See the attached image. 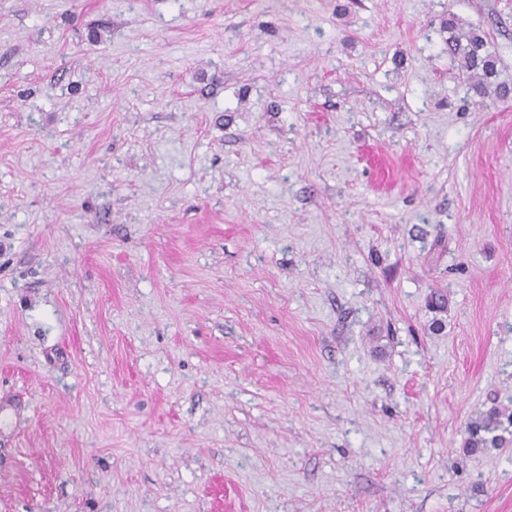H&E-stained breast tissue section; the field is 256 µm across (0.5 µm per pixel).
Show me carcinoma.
Returning a JSON list of instances; mask_svg holds the SVG:
<instances>
[{
  "label": "carcinoma",
  "instance_id": "cac0c4a2",
  "mask_svg": "<svg viewBox=\"0 0 512 512\" xmlns=\"http://www.w3.org/2000/svg\"><path fill=\"white\" fill-rule=\"evenodd\" d=\"M448 49L459 58L461 67L476 77L468 90L482 96L497 76L498 57L488 48L480 33L464 31L448 21ZM463 452L483 453L490 448H502L512 442V411L505 406H493L470 419L465 426Z\"/></svg>",
  "mask_w": 512,
  "mask_h": 512
}]
</instances>
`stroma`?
<instances>
[{"instance_id":"obj_1","label":"stroma","mask_w":512,"mask_h":512,"mask_svg":"<svg viewBox=\"0 0 512 512\" xmlns=\"http://www.w3.org/2000/svg\"><path fill=\"white\" fill-rule=\"evenodd\" d=\"M450 18L512 87V0H0V512H512V100ZM448 32L451 34L448 37V49L459 58L461 67L477 78L476 82L470 84L467 93L474 91L476 95L484 96L497 76L499 59L496 53L489 50L483 35L475 30L457 29L456 23L449 19ZM512 412L505 406H492L471 418L465 426L463 452L467 455L483 453L489 448H503L512 440Z\"/></svg>"}]
</instances>
